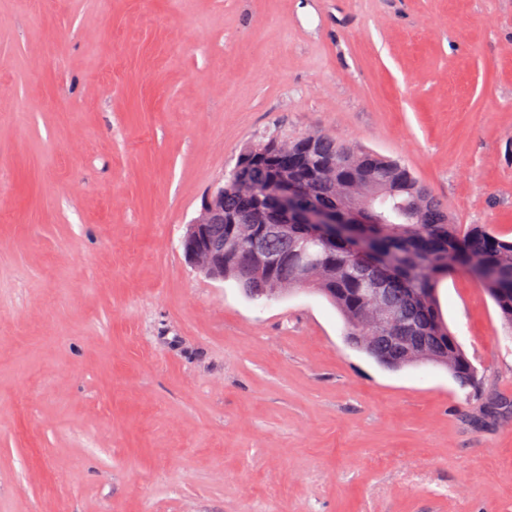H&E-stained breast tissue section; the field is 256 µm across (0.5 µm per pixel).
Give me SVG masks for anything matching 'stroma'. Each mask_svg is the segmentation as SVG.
Masks as SVG:
<instances>
[{"label":"stroma","instance_id":"1","mask_svg":"<svg viewBox=\"0 0 512 512\" xmlns=\"http://www.w3.org/2000/svg\"><path fill=\"white\" fill-rule=\"evenodd\" d=\"M321 132L512 236V0H0V512H512V337L390 370L322 295L182 241L243 149Z\"/></svg>","mask_w":512,"mask_h":512}]
</instances>
